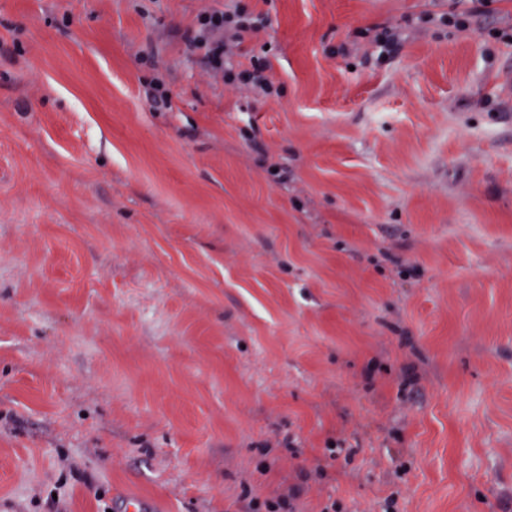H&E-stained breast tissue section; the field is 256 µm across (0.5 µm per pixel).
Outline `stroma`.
Listing matches in <instances>:
<instances>
[{
	"instance_id": "stroma-1",
	"label": "stroma",
	"mask_w": 512,
	"mask_h": 512,
	"mask_svg": "<svg viewBox=\"0 0 512 512\" xmlns=\"http://www.w3.org/2000/svg\"><path fill=\"white\" fill-rule=\"evenodd\" d=\"M237 6L274 94L185 50ZM454 9L0 0V512H512V0Z\"/></svg>"
}]
</instances>
